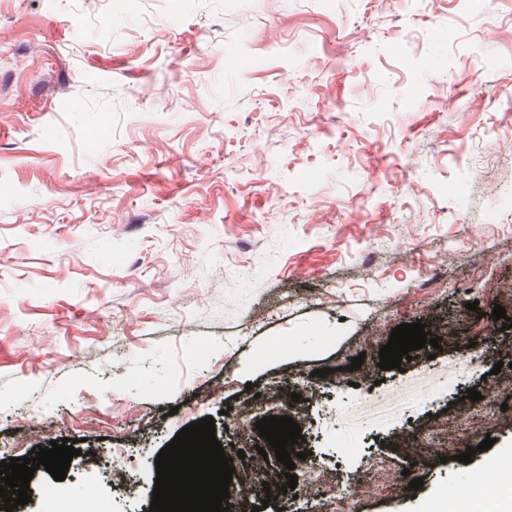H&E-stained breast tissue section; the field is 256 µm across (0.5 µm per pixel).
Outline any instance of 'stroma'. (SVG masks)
<instances>
[{"instance_id":"35a3bbf8","label":"stroma","mask_w":512,"mask_h":512,"mask_svg":"<svg viewBox=\"0 0 512 512\" xmlns=\"http://www.w3.org/2000/svg\"><path fill=\"white\" fill-rule=\"evenodd\" d=\"M497 305L512 318V0H0V461L91 456L35 471L17 512H55L49 482L149 512L157 454L208 416L245 453L233 488L259 483L255 396L286 392L312 488L265 512L442 491L474 512V471L512 452ZM416 321L440 349L380 369Z\"/></svg>"}]
</instances>
